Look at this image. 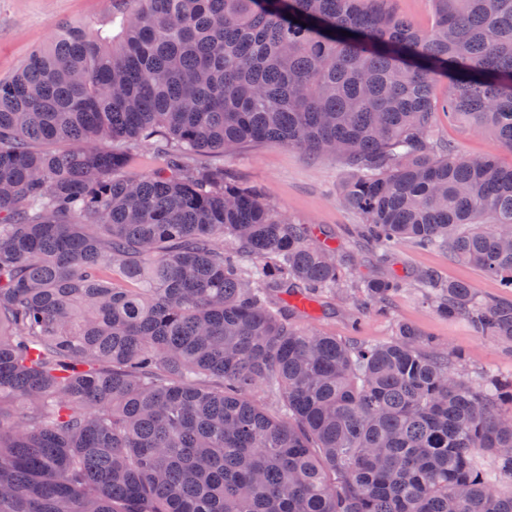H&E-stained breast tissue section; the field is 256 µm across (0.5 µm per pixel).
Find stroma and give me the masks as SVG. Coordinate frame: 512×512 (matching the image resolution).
I'll return each mask as SVG.
<instances>
[{
  "instance_id": "obj_1",
  "label": "stroma",
  "mask_w": 512,
  "mask_h": 512,
  "mask_svg": "<svg viewBox=\"0 0 512 512\" xmlns=\"http://www.w3.org/2000/svg\"><path fill=\"white\" fill-rule=\"evenodd\" d=\"M121 20L112 0H0V77L13 73L34 49L45 46L59 24H79L114 36L121 30ZM437 123L442 140L455 144L461 153L492 154L501 164H512V152L499 148L488 134L444 115L438 116ZM199 159L223 164L225 178L260 189L275 207L306 225L314 237L334 248L342 271L353 280H383L396 274L410 280L430 269L448 279L469 282L490 299L512 295L498 279L457 263L444 249L419 250L402 244L387 261H378L374 248L347 232L348 225L358 223L359 218L338 198L337 187L349 171L335 157L260 142L235 154L203 153ZM296 321L312 332L364 344L390 340L397 324L405 322L462 352L469 374L485 370L512 373V356L503 344L475 336L465 320L427 307L414 287L403 289L382 309L375 307L360 315L350 303L337 298L308 307Z\"/></svg>"
}]
</instances>
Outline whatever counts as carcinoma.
Here are the masks:
<instances>
[{
    "mask_svg": "<svg viewBox=\"0 0 512 512\" xmlns=\"http://www.w3.org/2000/svg\"><path fill=\"white\" fill-rule=\"evenodd\" d=\"M0 78V512H512V376L407 324L362 345L294 314L385 305L201 152L331 154L359 232L512 289V0H123ZM349 35H343V32ZM158 138L166 172L132 174ZM70 148L59 150L60 144ZM428 304L512 345V299L434 272ZM396 9L399 14L426 27L432 22L433 3L430 0H396ZM437 123L442 140L455 144L461 153L471 156L492 154L501 164H512L511 152L499 148L488 134L460 121L448 123V116L442 112H437Z\"/></svg>",
    "mask_w": 512,
    "mask_h": 512,
    "instance_id": "carcinoma-1",
    "label": "carcinoma"
}]
</instances>
